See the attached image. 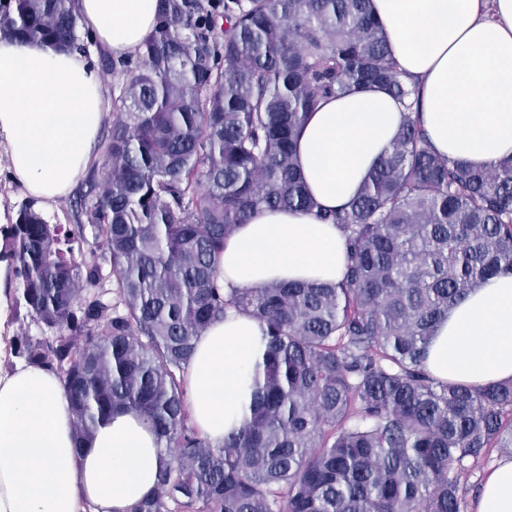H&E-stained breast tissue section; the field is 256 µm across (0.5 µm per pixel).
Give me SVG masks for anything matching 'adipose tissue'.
<instances>
[{
	"instance_id": "ef3b65f1",
	"label": "adipose tissue",
	"mask_w": 512,
	"mask_h": 512,
	"mask_svg": "<svg viewBox=\"0 0 512 512\" xmlns=\"http://www.w3.org/2000/svg\"><path fill=\"white\" fill-rule=\"evenodd\" d=\"M82 23L116 57L138 53L159 0H78ZM390 54L416 84L433 148L474 168L512 158V0H370ZM109 113L89 58L0 36V154L38 204L66 198L96 158ZM406 114L390 93L335 96L309 113L297 170L319 208L357 196ZM346 265L339 225L314 214L262 208L224 241L222 288L272 281L335 283ZM265 347L256 321L231 311L195 342L187 376L190 421L216 444L241 428ZM425 369L443 382L512 379V274L488 279L436 328ZM164 447L140 415L119 411L73 452L72 416L53 372L0 366V512H130L150 494ZM475 512H512V458L487 473Z\"/></svg>"
}]
</instances>
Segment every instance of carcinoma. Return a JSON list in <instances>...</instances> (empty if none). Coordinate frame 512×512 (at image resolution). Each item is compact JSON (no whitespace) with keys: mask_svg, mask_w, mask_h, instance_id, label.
<instances>
[{"mask_svg":"<svg viewBox=\"0 0 512 512\" xmlns=\"http://www.w3.org/2000/svg\"><path fill=\"white\" fill-rule=\"evenodd\" d=\"M78 24L75 0H0V34L23 45L84 51ZM104 66L122 77L120 118L77 224L29 201L0 228L14 313L44 330L14 354L58 375L75 453L128 410L167 455L132 512H461L466 463L512 454V380L443 383L421 363L450 306L512 273V160L435 152L369 0H160L142 49ZM370 87L408 115L349 206L316 213L346 236L343 278L224 292L238 225L316 207L296 169L307 114ZM231 307L260 324L264 381L214 445L190 424L184 375Z\"/></svg>","mask_w":512,"mask_h":512,"instance_id":"cac0c4a2","label":"carcinoma"}]
</instances>
